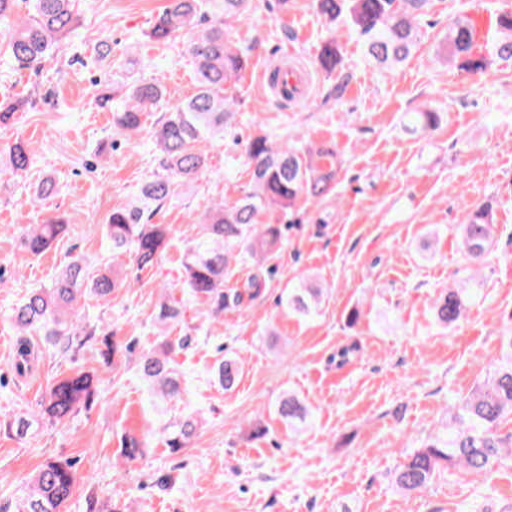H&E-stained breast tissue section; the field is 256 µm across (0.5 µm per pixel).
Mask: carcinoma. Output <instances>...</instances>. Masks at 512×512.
Masks as SVG:
<instances>
[{
    "label": "carcinoma",
    "mask_w": 512,
    "mask_h": 512,
    "mask_svg": "<svg viewBox=\"0 0 512 512\" xmlns=\"http://www.w3.org/2000/svg\"><path fill=\"white\" fill-rule=\"evenodd\" d=\"M28 13L18 15L19 2ZM249 0H168L145 36L158 43L182 41L195 66L197 92L194 96L168 104L169 92L153 78L143 75L123 82L101 95L102 104L112 112V128L120 135L140 132L142 117L162 105L154 132L156 170L138 194L112 209L105 236L112 255L135 254L139 269L157 261L169 243L165 224L151 218L179 188L192 183L207 163V147L224 138V127L235 115L234 98L228 95L247 68L250 49L232 42L226 22L247 13ZM80 0H0V36L10 57L21 68H34L49 57L54 48L79 22ZM430 0H316L318 13L329 22L349 25L364 39L367 56L375 64L389 68L408 60L419 38V23L426 16ZM497 38L490 55L476 51V26L465 16L448 24L441 52L452 65L472 74L488 72L492 58L512 60V13L496 16ZM317 63L326 75H336L330 95L341 98L353 79L340 55L336 37L321 45ZM438 113L418 111L410 118L408 130L425 132L438 125ZM247 153L252 164L251 185L232 204L222 201L206 205L199 217L202 232L184 249L186 283L196 298L210 303L217 316L230 306H239L244 297L259 293V276L250 287L226 288L232 262L240 255L250 257L257 268L280 251L287 224H298L291 209L296 199L306 195L316 201L329 197L335 189L338 153L330 145L306 147L293 140L281 144L260 135L251 139ZM0 163L15 173L25 172L33 155L25 142L15 141L0 149ZM63 225L48 218L29 229L27 240L32 253L39 254L60 234ZM493 235L489 208L469 210L460 227L463 249L481 256ZM127 287L126 278L104 262L90 268L80 259L69 263L48 288L32 289L12 308L11 319L23 335L51 336L72 342L82 335L83 326L73 314L74 305L85 295L105 298ZM479 289L450 287L433 302L435 323L447 329L456 324L478 297ZM323 289L301 279L287 289L288 311L307 318L318 313ZM177 302L160 304L157 320L166 325L179 319ZM188 345V338L164 341L161 346L137 359V371L152 394L163 402L181 394L179 376L171 355ZM243 375L242 365L231 357L219 360L215 378L224 391L234 390ZM100 377L79 372L53 381L46 394L43 413L62 422L82 407L91 406L98 394ZM277 413L293 422L306 420V407L293 395L278 402ZM512 419V336L508 338L500 363L467 394L454 398L448 424L430 443L416 450L395 473L397 488L405 493L428 486L441 472L459 469L482 475L512 460V433L503 435L501 425ZM197 421L189 416L164 428L163 443L177 453L188 446ZM76 482L68 460H51L31 478L26 494L17 503V512H61Z\"/></svg>",
    "instance_id": "cac0c4a2"
}]
</instances>
